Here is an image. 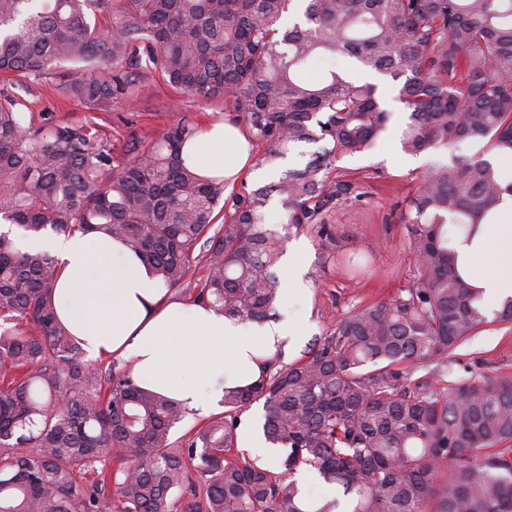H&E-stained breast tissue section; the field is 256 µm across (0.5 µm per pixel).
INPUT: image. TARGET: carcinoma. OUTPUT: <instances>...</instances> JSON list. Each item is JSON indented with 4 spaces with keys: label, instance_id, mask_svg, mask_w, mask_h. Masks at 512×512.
<instances>
[{
    "label": "carcinoma",
    "instance_id": "cac0c4a2",
    "mask_svg": "<svg viewBox=\"0 0 512 512\" xmlns=\"http://www.w3.org/2000/svg\"><path fill=\"white\" fill-rule=\"evenodd\" d=\"M291 2L0 0V222L21 230L0 232V512H174L178 497L183 512H339L342 499L346 512H512V372L456 357L488 327L512 326V297L485 302L452 247L512 195L494 163L512 156V0H303L301 21L282 29ZM327 55L396 82L404 153L481 148L434 162L397 204L410 285L348 312L304 358L280 367L277 355L254 383L225 388L224 413L174 450L186 411L127 372L85 366L57 319L58 262L22 241L102 233L170 289L202 242L194 301L266 322L291 233L314 239L319 266L338 258L336 213L368 192L336 162L373 148L391 115L372 82L303 76ZM54 71L57 95L92 112L134 106L159 83L222 99L267 147L262 162L306 161L226 196L224 180L186 165L198 127L181 119L116 166L97 130L37 120L13 91ZM275 197L283 234L267 222ZM257 402L279 472L228 456ZM114 458L116 471L97 468ZM303 469L342 498L312 499L295 480Z\"/></svg>",
    "mask_w": 512,
    "mask_h": 512
}]
</instances>
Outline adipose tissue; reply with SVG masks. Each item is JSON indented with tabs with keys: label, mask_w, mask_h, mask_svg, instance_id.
<instances>
[{
	"label": "adipose tissue",
	"mask_w": 512,
	"mask_h": 512,
	"mask_svg": "<svg viewBox=\"0 0 512 512\" xmlns=\"http://www.w3.org/2000/svg\"><path fill=\"white\" fill-rule=\"evenodd\" d=\"M185 151L200 175L223 178L229 193L254 165L249 133L231 120L205 124ZM494 213L496 223L453 244L462 279L490 302L512 296L504 270L512 265V195H502ZM38 245L60 261L59 319L88 357L129 361L144 387L189 412L217 407L226 386L254 381L264 358L280 346L293 351L308 332L303 316L259 326L172 301L140 254L102 234L54 235Z\"/></svg>",
	"instance_id": "adipose-tissue-1"
}]
</instances>
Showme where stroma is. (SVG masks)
<instances>
[{"instance_id": "stroma-1", "label": "stroma", "mask_w": 512, "mask_h": 512, "mask_svg": "<svg viewBox=\"0 0 512 512\" xmlns=\"http://www.w3.org/2000/svg\"><path fill=\"white\" fill-rule=\"evenodd\" d=\"M384 93L387 107L394 115L388 130L377 145L366 152L342 159L341 165L352 172L371 171L367 181L368 196L363 205L338 214L336 236L346 250L369 255L370 262L358 273L332 265L318 266V252L310 236H303L306 251L301 263L307 290L303 295L281 298L277 319L308 314L313 324L312 336L326 333L330 322L347 312L385 299L406 287L412 278V259L401 224H398L397 202L415 192L431 162L433 153L413 157L400 150H388L389 142L398 138L397 114L402 105L396 101L395 84L385 76H375ZM35 112H46L59 120L85 123L107 139L114 164L127 162L128 144L137 138L149 142L158 137L170 123L183 119L203 125L223 119L227 111L223 103L202 100L171 88L160 86L147 93L137 111H127L117 104L109 112H93L78 99H62L53 91L52 82L37 87ZM462 366L477 369L495 367L512 371V330L481 332L458 351Z\"/></svg>"}]
</instances>
